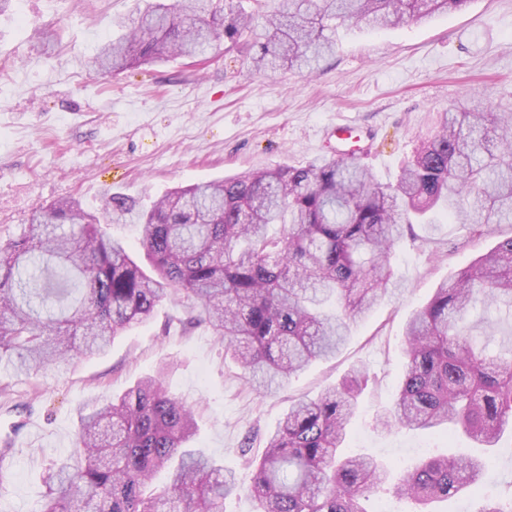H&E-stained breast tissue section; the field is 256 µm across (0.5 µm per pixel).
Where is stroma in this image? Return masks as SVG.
<instances>
[{"mask_svg": "<svg viewBox=\"0 0 512 512\" xmlns=\"http://www.w3.org/2000/svg\"><path fill=\"white\" fill-rule=\"evenodd\" d=\"M137 0H14L0 13V241L20 234L31 213L63 198L96 211L108 191L150 205L174 188L249 170L300 166L341 148L368 149L382 183L395 182L432 113L462 110L472 96L512 110V0H468L462 9L387 30H340L334 53L311 74H260L232 50L161 61L117 76L86 59ZM512 236L501 224L473 236L468 225L417 224L391 255L398 294L355 323L335 358L314 362L274 394L254 390L206 326L184 329L182 309L161 304L110 349L63 373L21 375L0 365V444L14 461L0 474V512H36L45 471L73 449L81 405L125 392L165 368L168 390L192 404L193 445L245 474L254 450L291 400L316 397L353 365L369 377L347 447L392 473L423 452L472 454L463 434L383 430L378 412L397 398L404 327L438 284ZM475 333L491 353L512 355V319L476 309Z\"/></svg>", "mask_w": 512, "mask_h": 512, "instance_id": "1", "label": "stroma"}]
</instances>
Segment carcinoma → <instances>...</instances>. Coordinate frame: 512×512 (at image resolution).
Segmentation results:
<instances>
[{
    "label": "carcinoma",
    "mask_w": 512,
    "mask_h": 512,
    "mask_svg": "<svg viewBox=\"0 0 512 512\" xmlns=\"http://www.w3.org/2000/svg\"><path fill=\"white\" fill-rule=\"evenodd\" d=\"M153 0L137 22L90 58L118 75L168 58L209 54L227 43L259 72L312 71L336 46V29L395 28L468 0ZM443 216L480 237L512 223V112L479 100L437 112L432 133L382 184L358 158L319 157L302 166L247 172L176 188L145 209L119 193L100 215L73 200L35 211L0 244V359L15 371H61L105 351L165 301L186 309L185 326L207 325L224 354L259 390L278 387L346 343L350 327L393 294L389 256L412 225ZM111 224H137L149 268ZM512 307V236L441 283L406 325V361L384 428L458 427L480 448L512 426V356L488 358L474 344L472 304ZM366 374L288 407L262 452L240 455V483L189 443L194 408L147 376L119 397L78 409L77 447L47 474L39 512H224L245 492L255 512H369L384 492L420 512L461 493L477 512H512L478 488L486 459L430 456L394 482L377 460L344 451ZM165 471L168 482L153 488Z\"/></svg>",
    "instance_id": "1"
}]
</instances>
